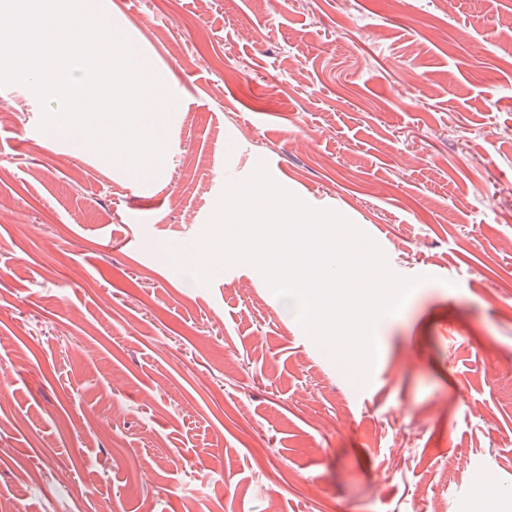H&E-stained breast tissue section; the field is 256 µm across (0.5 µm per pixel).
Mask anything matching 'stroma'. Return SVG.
Segmentation results:
<instances>
[{
  "mask_svg": "<svg viewBox=\"0 0 512 512\" xmlns=\"http://www.w3.org/2000/svg\"><path fill=\"white\" fill-rule=\"evenodd\" d=\"M93 4L177 108L135 181L0 86V512H512V0ZM261 162L422 279L367 386L166 253Z\"/></svg>",
  "mask_w": 512,
  "mask_h": 512,
  "instance_id": "obj_1",
  "label": "stroma"
}]
</instances>
